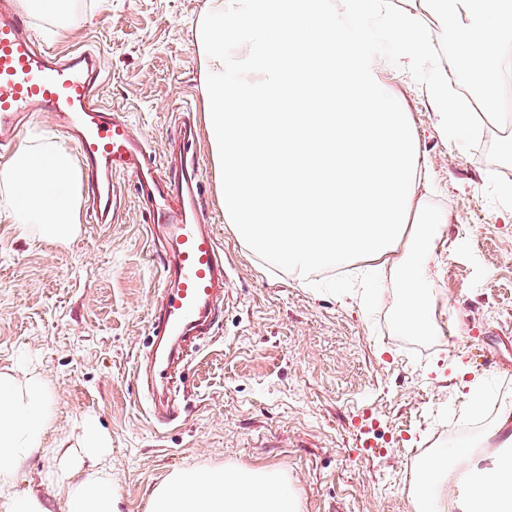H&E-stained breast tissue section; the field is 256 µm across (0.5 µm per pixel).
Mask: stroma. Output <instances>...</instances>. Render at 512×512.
I'll return each mask as SVG.
<instances>
[{"label":"stroma","instance_id":"35a3bbf8","mask_svg":"<svg viewBox=\"0 0 512 512\" xmlns=\"http://www.w3.org/2000/svg\"><path fill=\"white\" fill-rule=\"evenodd\" d=\"M60 17L25 16L45 49L100 55L97 97L127 112L158 147L178 134L181 114L204 124L205 94L193 26L207 0H67ZM64 26L65 38L49 30ZM431 76L394 65L383 85L407 112L423 204L449 213L425 269L436 340L407 343L389 328L393 277L370 258L348 274L379 271V307L359 293L313 290L294 271L266 263L224 218L218 172L206 135L204 206L233 288L185 367L177 417H148L151 388H162L148 354L150 311L160 297L161 253L151 247L133 180L112 183V221L79 212L68 243L18 235L0 221V372L35 366L53 393L47 445H71L72 427L93 417L111 438L108 464L119 512H147L154 490L185 468L237 467L287 475L300 512H415L408 463L437 432L478 420L473 440L494 448L512 437V157L502 144L512 121L474 131L466 113L456 131L440 126L424 87ZM486 398L472 413L468 382ZM45 457L13 475L49 512H66L63 485L43 486Z\"/></svg>","mask_w":512,"mask_h":512}]
</instances>
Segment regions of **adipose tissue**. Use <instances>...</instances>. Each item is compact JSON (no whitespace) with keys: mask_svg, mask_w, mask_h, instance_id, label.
I'll list each match as a JSON object with an SVG mask.
<instances>
[{"mask_svg":"<svg viewBox=\"0 0 512 512\" xmlns=\"http://www.w3.org/2000/svg\"><path fill=\"white\" fill-rule=\"evenodd\" d=\"M357 18L385 19L393 37L412 44L400 68L417 72L434 53L432 27L440 18L465 17L459 51L481 86L478 102L493 106L498 93L512 86V0H422L406 10L393 0H344ZM80 178L72 157L53 142L13 153L0 163V220L19 235L64 243L78 232ZM52 392L39 372L0 373V512H46L35 491H15L11 476L33 453L48 460L45 483L67 485V512H118L107 458L111 440L93 419L77 425L71 448H49ZM472 450L457 451L459 492L449 496L440 461L424 464L415 486L416 512H512V448L491 466L472 460ZM148 512H299L281 474L241 468L188 469L174 473L153 493Z\"/></svg>","mask_w":512,"mask_h":512,"instance_id":"adipose-tissue-1","label":"adipose tissue"}]
</instances>
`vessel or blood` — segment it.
I'll list each match as a JSON object with an SVG mask.
<instances>
[{
  "label": "vessel or blood",
  "instance_id": "b4317fda",
  "mask_svg": "<svg viewBox=\"0 0 512 512\" xmlns=\"http://www.w3.org/2000/svg\"><path fill=\"white\" fill-rule=\"evenodd\" d=\"M100 75L99 61L90 52L59 60L36 51L22 17L0 13V144H20L28 116L47 112L56 117L78 146L80 177L103 222L112 212L113 178L133 177L148 226H165L172 240L150 330L155 336H183L203 325L218 290L230 283L202 208L201 163L188 142L179 168L161 176L163 160L156 147L133 134L125 112L95 98Z\"/></svg>",
  "mask_w": 512,
  "mask_h": 512
}]
</instances>
